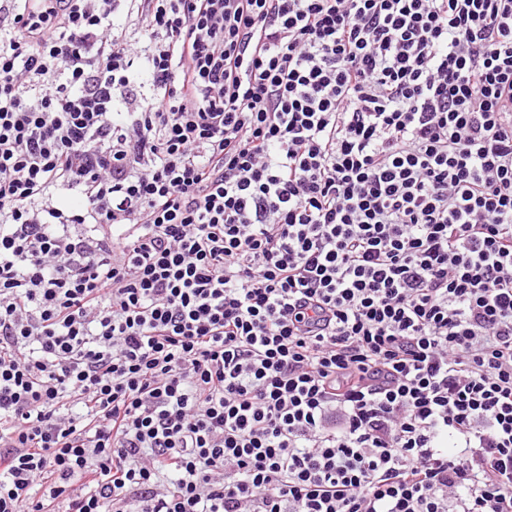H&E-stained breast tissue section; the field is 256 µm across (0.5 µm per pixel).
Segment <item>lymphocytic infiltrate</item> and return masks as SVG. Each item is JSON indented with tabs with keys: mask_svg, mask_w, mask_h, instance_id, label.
<instances>
[{
	"mask_svg": "<svg viewBox=\"0 0 512 512\" xmlns=\"http://www.w3.org/2000/svg\"><path fill=\"white\" fill-rule=\"evenodd\" d=\"M0 512H512V0H0Z\"/></svg>",
	"mask_w": 512,
	"mask_h": 512,
	"instance_id": "f902f5d3",
	"label": "lymphocytic infiltrate"
}]
</instances>
